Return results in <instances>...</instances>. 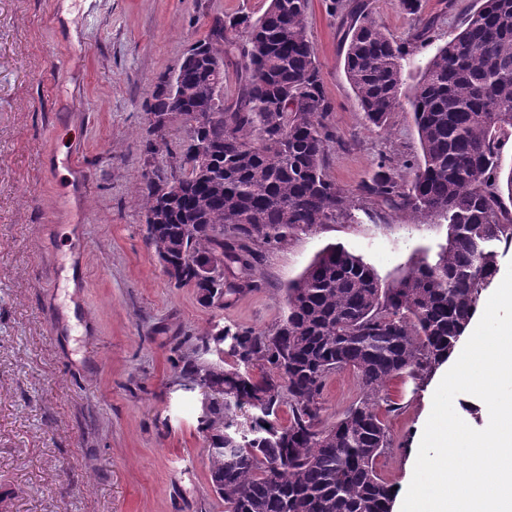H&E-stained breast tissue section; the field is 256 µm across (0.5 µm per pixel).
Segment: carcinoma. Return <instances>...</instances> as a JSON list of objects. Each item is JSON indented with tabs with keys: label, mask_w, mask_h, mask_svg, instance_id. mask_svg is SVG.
Returning <instances> with one entry per match:
<instances>
[{
	"label": "carcinoma",
	"mask_w": 512,
	"mask_h": 512,
	"mask_svg": "<svg viewBox=\"0 0 512 512\" xmlns=\"http://www.w3.org/2000/svg\"><path fill=\"white\" fill-rule=\"evenodd\" d=\"M480 2L407 97L423 153L412 179L399 182L383 162L361 189L414 220L444 218L446 245L388 286L360 257L330 247L286 288L287 315L273 330L203 331L200 347L228 343L232 365L184 358L181 377L224 393L200 422L224 512H391L396 490L377 471L391 446L383 388L395 377L420 385L448 360L499 272L500 245L512 243V170L501 180L497 151L499 134L512 129V0ZM398 6L415 20L405 42L363 0H331L348 23L345 75L377 127L402 107V61L434 33L422 0ZM308 10L309 0H269L256 19H215L195 44L200 58L152 91L146 114L202 117L171 155L166 206L151 177L141 194L145 215L158 218L147 242L175 266L178 286L202 291L192 265L214 253L246 273L259 263L256 243L352 220L354 192L324 168L332 106ZM230 56L239 86L226 99ZM344 368L357 374L361 396L329 423L322 392ZM285 402L286 425L277 420Z\"/></svg>",
	"instance_id": "1"
}]
</instances>
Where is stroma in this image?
<instances>
[{
    "label": "stroma",
    "instance_id": "1",
    "mask_svg": "<svg viewBox=\"0 0 512 512\" xmlns=\"http://www.w3.org/2000/svg\"><path fill=\"white\" fill-rule=\"evenodd\" d=\"M59 25L54 0H0V512H224L200 428L202 390L182 380L211 322L270 331L283 318V290L324 249L368 263L397 281L446 241L447 225L358 196L380 162L411 180L422 149L412 114L370 125L344 72L345 28L330 0H310L308 32L333 110L326 171L356 192L354 218L322 224L263 249L248 287L226 272L224 302L205 306L194 287L163 273L146 241L140 195L166 176L186 138L167 127L145 150L146 109L158 79L178 69L214 17L261 16L269 0H71ZM435 18L432 42L403 63L411 89L427 61L478 0H422ZM78 32L70 72L58 62ZM87 171L71 195L74 168ZM85 207L83 240L70 235ZM433 381L390 380L383 394L392 446L379 474L405 494L416 438L432 409ZM360 396L349 368L326 381L328 420Z\"/></svg>",
    "mask_w": 512,
    "mask_h": 512
}]
</instances>
